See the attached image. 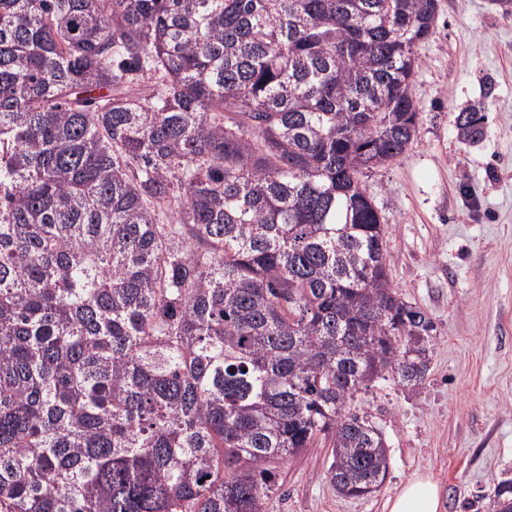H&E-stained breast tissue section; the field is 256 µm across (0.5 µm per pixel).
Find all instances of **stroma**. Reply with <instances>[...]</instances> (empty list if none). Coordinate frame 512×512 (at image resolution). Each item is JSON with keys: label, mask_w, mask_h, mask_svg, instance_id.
Masks as SVG:
<instances>
[{"label": "stroma", "mask_w": 512, "mask_h": 512, "mask_svg": "<svg viewBox=\"0 0 512 512\" xmlns=\"http://www.w3.org/2000/svg\"><path fill=\"white\" fill-rule=\"evenodd\" d=\"M414 96L412 144L364 186L384 218L393 286L434 323L429 369L416 390L380 380L357 396L386 439L378 492L338 494L323 446L276 464L264 512H387L421 473L439 484L443 512H488L512 479V2L438 0ZM473 110L484 133L468 141L455 118Z\"/></svg>", "instance_id": "stroma-1"}]
</instances>
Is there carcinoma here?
Here are the masks:
<instances>
[{
  "instance_id": "carcinoma-1",
  "label": "carcinoma",
  "mask_w": 512,
  "mask_h": 512,
  "mask_svg": "<svg viewBox=\"0 0 512 512\" xmlns=\"http://www.w3.org/2000/svg\"><path fill=\"white\" fill-rule=\"evenodd\" d=\"M437 13L0 0V512H263L322 435L337 492L382 487L357 395L435 336L363 178L416 136Z\"/></svg>"
}]
</instances>
